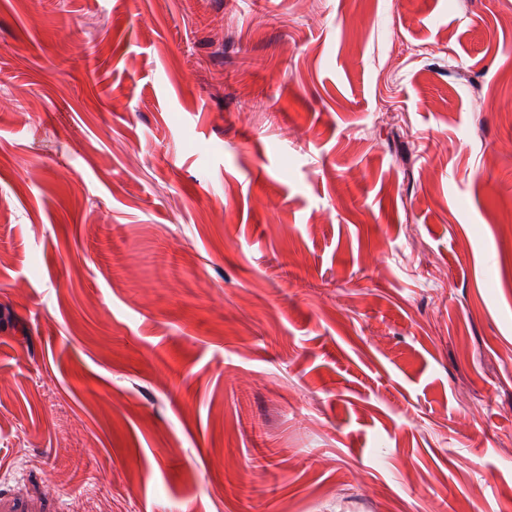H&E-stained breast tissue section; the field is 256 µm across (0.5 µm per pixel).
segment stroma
<instances>
[{"label":"stroma","instance_id":"stroma-1","mask_svg":"<svg viewBox=\"0 0 512 512\" xmlns=\"http://www.w3.org/2000/svg\"><path fill=\"white\" fill-rule=\"evenodd\" d=\"M512 0H0V512H512Z\"/></svg>","mask_w":512,"mask_h":512}]
</instances>
